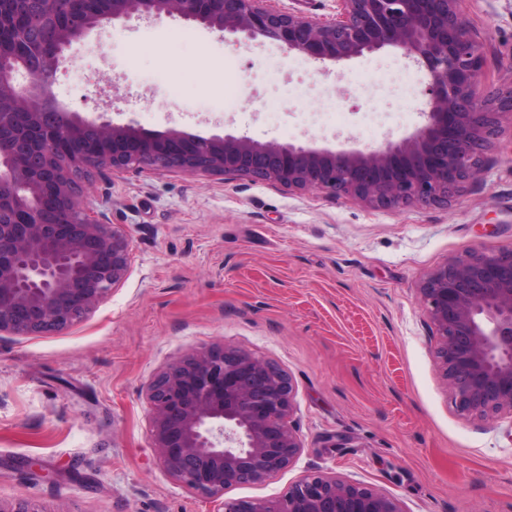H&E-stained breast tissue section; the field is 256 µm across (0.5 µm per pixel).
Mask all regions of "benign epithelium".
Listing matches in <instances>:
<instances>
[{
	"mask_svg": "<svg viewBox=\"0 0 512 512\" xmlns=\"http://www.w3.org/2000/svg\"><path fill=\"white\" fill-rule=\"evenodd\" d=\"M266 0H12L28 48L0 40V335L60 332L125 279L131 241L95 218L77 181L108 168L236 175L352 195L383 207L448 202L481 171L480 153L512 112V94L480 90L483 47L461 0H338L320 22ZM178 17L258 37L318 62L402 49L424 65L430 109L411 135L373 149H316L226 133L201 137L87 118L51 96L64 52L93 28ZM419 294L456 411L512 413V249L474 251L432 271ZM152 447L182 486L209 498L263 483L296 463V390L274 362L215 344L158 372L147 388ZM224 512H404L372 487L314 470L274 505L224 500Z\"/></svg>",
	"mask_w": 512,
	"mask_h": 512,
	"instance_id": "1",
	"label": "benign epithelium"
}]
</instances>
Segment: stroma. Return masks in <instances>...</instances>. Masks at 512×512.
<instances>
[{
    "label": "stroma",
    "mask_w": 512,
    "mask_h": 512,
    "mask_svg": "<svg viewBox=\"0 0 512 512\" xmlns=\"http://www.w3.org/2000/svg\"><path fill=\"white\" fill-rule=\"evenodd\" d=\"M460 7L483 45V95L511 93L512 0ZM429 81L397 48L319 64L163 16L91 31L66 50L51 92L87 117L147 130L338 150L416 131ZM83 193L100 221L128 233L130 267L69 329L0 338V503L222 512L160 462L146 388L184 352L224 343L291 375L304 446L292 467L225 498L274 502L319 467L405 512H512V415L457 413L419 295L447 261L512 249V118L446 204L373 207L136 168L93 172Z\"/></svg>",
    "instance_id": "1"
}]
</instances>
